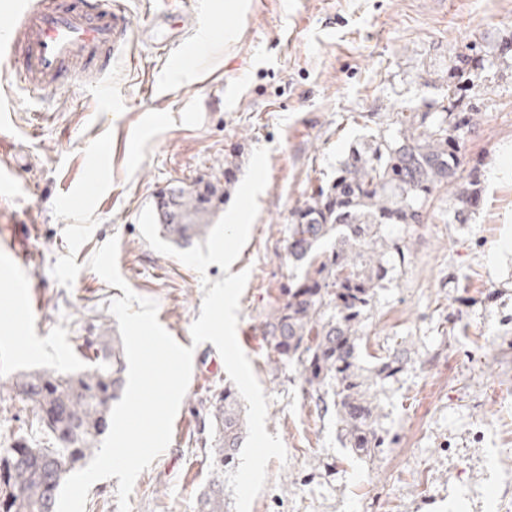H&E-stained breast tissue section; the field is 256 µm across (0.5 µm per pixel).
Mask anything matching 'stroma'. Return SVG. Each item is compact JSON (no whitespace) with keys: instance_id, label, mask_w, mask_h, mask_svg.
Wrapping results in <instances>:
<instances>
[{"instance_id":"stroma-1","label":"stroma","mask_w":512,"mask_h":512,"mask_svg":"<svg viewBox=\"0 0 512 512\" xmlns=\"http://www.w3.org/2000/svg\"><path fill=\"white\" fill-rule=\"evenodd\" d=\"M162 3L126 0L132 37L96 93L77 84L35 98L0 69L10 104L0 139L18 166L16 189L0 195V379L82 368L76 339L93 324L117 329L112 299L129 288L156 300L160 324L194 350L196 382L128 500L131 512H194L212 478L206 407L228 375L190 329L203 280L245 270L236 336L268 402L266 431L287 451L269 460L251 512H497L512 499V0H179L168 29L202 42L191 76L172 74L143 40ZM219 22L224 36L208 37ZM464 55L472 70L456 109L480 110L464 151L481 170L482 203L469 223H449L443 188L431 223L392 229L409 261L363 332L369 352L402 346L408 364L378 395L394 442L361 458L297 365L270 373L259 325L294 272L284 259L293 210L362 134L446 99ZM258 147L268 183L229 271L201 275L148 245L139 216L158 190L223 180L228 160L243 180ZM113 237L122 289L88 266ZM32 419L28 402L0 398V444L26 431L40 439Z\"/></svg>"}]
</instances>
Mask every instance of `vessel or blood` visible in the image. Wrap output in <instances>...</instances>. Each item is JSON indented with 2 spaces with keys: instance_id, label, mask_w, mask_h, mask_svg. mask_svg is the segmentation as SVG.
<instances>
[{
  "instance_id": "1",
  "label": "vessel or blood",
  "mask_w": 512,
  "mask_h": 512,
  "mask_svg": "<svg viewBox=\"0 0 512 512\" xmlns=\"http://www.w3.org/2000/svg\"><path fill=\"white\" fill-rule=\"evenodd\" d=\"M168 10L152 17V44L174 50V66L194 72L198 45L183 35L167 34ZM131 27L122 0H15L12 22L0 31V60L15 67V77L42 96L71 83L96 89L112 59L130 40Z\"/></svg>"
}]
</instances>
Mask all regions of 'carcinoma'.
Masks as SVG:
<instances>
[{"label":"carcinoma","instance_id":"obj_1","mask_svg":"<svg viewBox=\"0 0 512 512\" xmlns=\"http://www.w3.org/2000/svg\"><path fill=\"white\" fill-rule=\"evenodd\" d=\"M392 125L387 135L371 133L352 144L336 177L295 208L286 252L300 273L280 289L261 324L270 372L298 363L306 392L336 413L344 447L369 458L392 443L380 426L374 390L406 365L400 348L376 357L363 347L378 290L410 256L404 241L388 237L389 225L427 223V204L443 187L454 189L456 224L468 223L482 201L480 171L466 169L463 156L475 113L402 108ZM234 183L228 161L224 183L178 187L179 218L159 224L162 237L182 248L205 238L212 202ZM80 347L88 363L79 371L43 370L0 383V391L31 403L46 438L0 448V512H56L65 479L94 456L110 426L111 406L125 389L123 344L98 333L83 337ZM206 419L214 476L194 512H224V473L236 466L247 430L235 386L211 396Z\"/></svg>","mask_w":512,"mask_h":512}]
</instances>
